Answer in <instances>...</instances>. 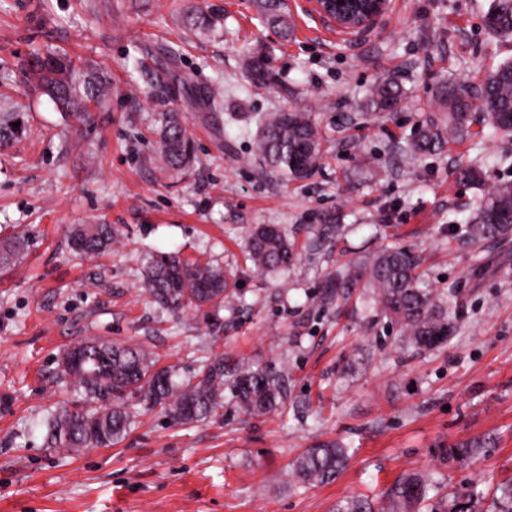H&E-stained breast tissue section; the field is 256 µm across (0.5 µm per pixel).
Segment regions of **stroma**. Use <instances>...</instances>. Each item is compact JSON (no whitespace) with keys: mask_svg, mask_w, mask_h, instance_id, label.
Returning <instances> with one entry per match:
<instances>
[{"mask_svg":"<svg viewBox=\"0 0 512 512\" xmlns=\"http://www.w3.org/2000/svg\"><path fill=\"white\" fill-rule=\"evenodd\" d=\"M252 3L0 0V113L26 125L0 148V232L29 236L20 262L0 268V512H335L412 469L443 473L451 495L512 480V239L473 253L463 221L481 192L452 175L481 159L488 182L511 183L512 136L477 121L440 154L406 151L440 115L441 83L476 85L512 58V40L484 27L492 0H389L360 34L325 24L311 0H287V38ZM201 8L223 10V26L190 30L184 19ZM256 47L272 64L254 86L245 53ZM46 50L90 65L107 107L78 124L27 82L23 60ZM163 72L221 88L223 111L171 98L151 82ZM384 77L406 91L386 118L367 106ZM293 108L311 113L326 157L288 182L254 141L259 116ZM170 110L199 149L182 173L157 144ZM326 213L345 226L331 242L312 229ZM98 223L115 228L111 249L75 255L70 228ZM260 224L296 239L302 256L288 272L265 275L248 260ZM393 246L419 255L425 285L460 291L461 328L447 344L402 349L365 284L322 301L330 272ZM152 250L224 268L236 298L215 324L152 302L141 286ZM90 338L141 344L181 379L213 349L282 370L284 403L252 418L228 395L214 422L176 426L156 409L114 447L46 448L43 422L68 396L57 360ZM473 439L488 443L476 461L443 465L442 449ZM328 440L355 456L334 482L300 483L293 461Z\"/></svg>","mask_w":512,"mask_h":512,"instance_id":"obj_1","label":"stroma"}]
</instances>
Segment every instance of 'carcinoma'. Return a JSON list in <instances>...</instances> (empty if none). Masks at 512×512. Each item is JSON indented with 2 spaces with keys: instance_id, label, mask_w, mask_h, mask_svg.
Wrapping results in <instances>:
<instances>
[{
  "instance_id": "1",
  "label": "carcinoma",
  "mask_w": 512,
  "mask_h": 512,
  "mask_svg": "<svg viewBox=\"0 0 512 512\" xmlns=\"http://www.w3.org/2000/svg\"><path fill=\"white\" fill-rule=\"evenodd\" d=\"M255 7L283 35L291 32L285 12V0H254ZM224 14L210 9L191 17L192 25L209 30L223 21ZM486 28L494 36L512 38V0H494L486 16ZM269 55L257 52L246 61L254 83H261L270 69ZM27 77L68 116L77 122L86 119L89 106L102 108L107 103L104 84L87 68H82L67 53H49L27 63ZM182 93L194 103L218 112L222 100L215 92H203L182 86ZM439 99L448 108L445 118H437L421 127L410 149L415 153L436 154L451 142L469 134L473 118L460 86L444 85ZM480 99L488 124L496 131L512 134V61L498 65L474 90ZM402 102V90L393 81H381L370 90L368 105L377 112H396ZM19 115H0V146L22 134L13 123ZM160 152L173 170H182L195 159L192 136L177 113L162 115ZM256 151L286 181L308 176L322 158L321 136L310 113L295 109L269 114L262 121ZM455 179L477 183L482 172L461 165ZM320 237L337 236L342 225L332 214H325L315 225ZM467 237L474 243L512 237V184L486 187L478 205L465 224ZM110 224H76L70 230V246L77 253L97 254L112 245ZM27 238L23 234L0 237V267L19 259ZM248 256L254 266L276 274L291 268L299 259L295 243L276 225H260L249 236ZM418 256L409 248L385 249L370 262L354 264L328 275L324 299L331 300L342 288H352L367 279L372 288L371 302L382 316L399 327L402 341L413 349L429 350L438 343L439 334L455 335L458 323L453 295L443 297L422 286L417 273ZM144 288L161 308L172 312L184 308L211 316L232 302L235 284L224 270L208 263L182 258L175 252L156 251L146 257ZM79 352L86 361L74 363ZM61 378L77 400L65 402L45 419L47 447L60 449L110 448L122 442L135 422L137 406L160 410L175 425H194L214 420L224 407V388L230 387L240 410L249 416H262L278 410L284 402L281 375L263 367L238 363L229 366L221 351H210L199 369L186 380H176L173 369L158 367L155 356L135 343H114L98 339L80 342L64 351L58 362ZM487 442L456 444L442 451L445 461L474 458ZM354 450L332 442L307 449L293 463V474L305 484L332 482L344 469ZM442 482L419 471L403 474L380 497L379 503L358 496L336 504V512H478L475 506L484 492L474 486L467 496L448 499L442 494Z\"/></svg>"
}]
</instances>
